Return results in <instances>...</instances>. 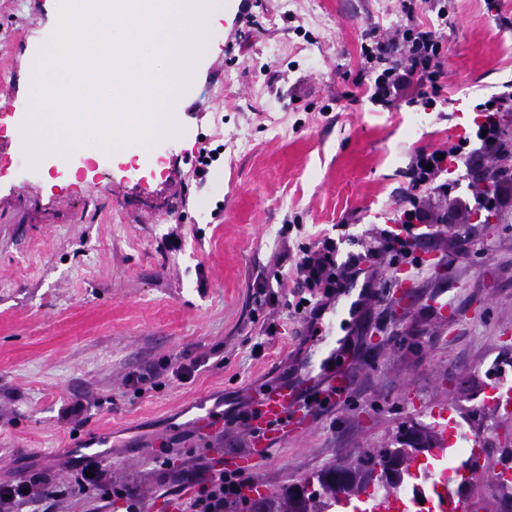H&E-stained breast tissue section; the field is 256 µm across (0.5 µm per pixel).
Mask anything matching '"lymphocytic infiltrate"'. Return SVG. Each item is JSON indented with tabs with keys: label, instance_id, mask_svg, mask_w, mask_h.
Listing matches in <instances>:
<instances>
[{
	"label": "lymphocytic infiltrate",
	"instance_id": "1",
	"mask_svg": "<svg viewBox=\"0 0 512 512\" xmlns=\"http://www.w3.org/2000/svg\"><path fill=\"white\" fill-rule=\"evenodd\" d=\"M445 48L444 33L411 16L390 29L370 28L361 45L366 60L363 80L370 101L382 107L402 101L435 108L442 98ZM473 112L469 129L463 136L449 139L444 150L420 149L411 156L407 167L411 191L400 210V228L385 232L382 249L368 251L367 260H377L385 252L410 255L420 226L434 221L425 205L426 198L432 194L448 195L454 188L447 179L449 165L464 168L468 180L475 184L483 183L489 174L498 183L512 184V168L499 165L501 155L512 152V144L502 137L500 126L502 113L512 112V83H505L501 91L476 103ZM358 264L354 257L344 267H337L333 238L302 245L293 273L309 300L295 302V312L309 321L318 320L320 302L331 299L342 278L350 277ZM160 466L178 489H191L186 512H224L229 504L239 500L246 483L242 472H227L206 463L190 469L178 468L165 458ZM74 471L71 494L86 497L96 492L103 502H122L124 512H144L138 489L130 484L112 483L97 461L78 459ZM57 496V491L49 487L46 473L34 467L24 469L15 479L0 481V506L39 505Z\"/></svg>",
	"mask_w": 512,
	"mask_h": 512
}]
</instances>
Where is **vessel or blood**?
<instances>
[{
	"label": "vessel or blood",
	"mask_w": 512,
	"mask_h": 512,
	"mask_svg": "<svg viewBox=\"0 0 512 512\" xmlns=\"http://www.w3.org/2000/svg\"><path fill=\"white\" fill-rule=\"evenodd\" d=\"M382 275L367 269L362 275L343 282L329 309L330 315L312 342L306 365L292 379L252 398L248 410L251 450L231 457V470H255V449L270 451L276 445L309 432L313 427L314 407H338L349 397L352 366L344 356L343 332L351 317L356 316L360 299L378 295ZM200 439L220 433L224 420L216 411L205 409L194 419ZM484 450L481 440H474L464 462L448 477L433 483L436 512H464L459 493L463 484L476 480L482 473ZM343 512H409L407 501L400 497L366 498L364 510L343 503Z\"/></svg>",
	"instance_id": "b4317fda"
}]
</instances>
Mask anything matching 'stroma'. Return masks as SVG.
Here are the masks:
<instances>
[{"mask_svg": "<svg viewBox=\"0 0 512 512\" xmlns=\"http://www.w3.org/2000/svg\"><path fill=\"white\" fill-rule=\"evenodd\" d=\"M495 2L445 0L442 20L419 0L418 21L448 46L445 100L430 110L372 104L359 82L362 34L399 23L400 0H260V26L240 44L241 0H222L212 48L174 112L181 136L128 163L52 154L32 168L27 75L56 0H0V479L31 460L65 488L86 454L74 439L103 436L108 476L162 512L173 491L156 460L162 444L187 468L244 452L238 424L210 450L193 446L198 405L246 410L253 391L300 370L313 338L288 307L300 245L341 237L342 261L395 228L410 156L461 135L474 103L512 81V28L498 22L512 0ZM204 148L221 154L201 179ZM498 195L487 220L467 187L428 198L438 219L457 214L431 227L447 274L414 269L399 322L386 295L369 301L348 334V401L277 445L255 479L279 491L447 408L460 430L483 429L487 458L498 456V438H512V414L489 404L512 382V188ZM440 295L456 323L431 309ZM151 367L165 370L155 385L126 384ZM77 400L83 424L63 414Z\"/></svg>", "mask_w": 512, "mask_h": 512, "instance_id": "1", "label": "stroma"}]
</instances>
